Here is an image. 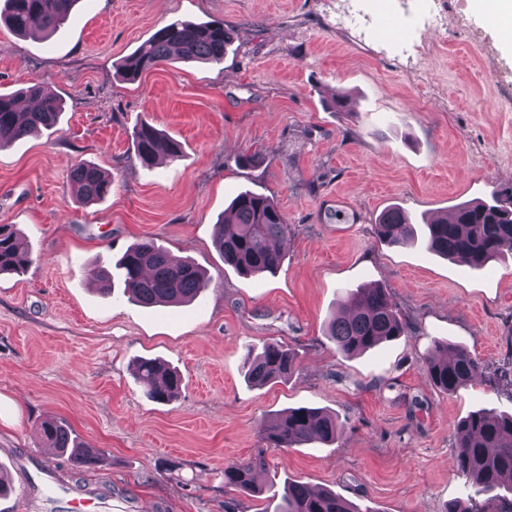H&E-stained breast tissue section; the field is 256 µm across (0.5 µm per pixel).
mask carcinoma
<instances>
[{"instance_id":"obj_1","label":"carcinoma","mask_w":512,"mask_h":512,"mask_svg":"<svg viewBox=\"0 0 512 512\" xmlns=\"http://www.w3.org/2000/svg\"><path fill=\"white\" fill-rule=\"evenodd\" d=\"M78 0H0V23L18 35L59 29L68 20ZM234 30L224 22L175 21L159 28L133 54L122 61L118 73L134 81L142 73L174 62L224 61L234 40ZM36 102L31 110L20 108L22 98ZM63 101L51 92L30 87L23 92L0 93V150L42 128L57 123ZM136 157L144 165L156 163L160 154L177 159L182 148L151 122L142 120L133 129ZM112 189V176L89 163L78 165L72 175L73 195L85 204L97 203ZM288 231L286 217L268 197L242 191L231 201L216 224L215 246L224 265L242 276L276 273L282 253L274 242ZM380 242L402 246L421 242L427 251L455 259L472 270L504 255H512V196L492 202H464L456 206L452 219H432L416 233L411 218L400 208L384 211L376 224ZM32 263L31 253L19 232L9 224L0 225V274L20 273ZM115 272L100 271V292L112 293L115 285L123 295L146 306L182 304L191 301L210 279L189 261L176 262L152 238L129 246L115 261ZM407 332L406 323L395 308L388 289L352 288L329 319L327 336L344 356L362 354L377 345L395 340ZM297 352L278 341H267L261 351L247 360V380L256 387L288 379L296 370ZM430 383L446 393L472 385L484 372L483 361L459 343L436 342L425 358ZM137 380L149 400L167 404L181 390L180 374L162 363L143 358L137 361ZM343 425L320 409L298 407L259 426L262 440L272 448H294L319 442H338ZM41 439L50 447L69 454L73 474L93 468L98 452L79 444L68 426L55 418L39 426ZM456 471L474 493L491 498L512 495V415L490 410L469 413L456 425ZM266 458L258 451L246 460L224 467V487L253 495L261 492L255 474L265 468ZM277 512H360L350 501L327 489L293 481L283 487Z\"/></svg>"}]
</instances>
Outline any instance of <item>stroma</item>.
<instances>
[{
    "mask_svg": "<svg viewBox=\"0 0 512 512\" xmlns=\"http://www.w3.org/2000/svg\"><path fill=\"white\" fill-rule=\"evenodd\" d=\"M401 19L381 37L370 0H78L49 38L0 26V90L34 84L65 103L59 123L0 150V224L26 236L32 263L0 275V468L38 458V424L61 419L102 455L86 472L116 512H274L270 489L328 488L361 512H443L472 490L453 467L455 425L481 408L512 413V257L481 272L374 234L395 204L417 219L512 192V45L471 0H440L442 18ZM352 14L356 24L337 17ZM176 20L235 30L223 63L165 64L133 82L119 63ZM348 92L347 111L326 102ZM148 120L179 159L143 166L131 132ZM244 154L258 155L250 168ZM82 162L112 192L82 205ZM272 198L288 231L273 275L245 278L214 246L232 198ZM151 237L194 261L209 287L185 306L145 308L101 295L90 276ZM388 288L406 336L351 357L327 323L345 289ZM276 340L299 366L284 382L248 383L245 358ZM484 362L455 394L433 387L434 341ZM183 379L173 403L148 400L137 358ZM316 407L344 424L336 445L266 450L247 496L227 464L262 447L261 422ZM263 448V447H262Z\"/></svg>",
    "mask_w": 512,
    "mask_h": 512,
    "instance_id": "obj_1",
    "label": "stroma"
}]
</instances>
